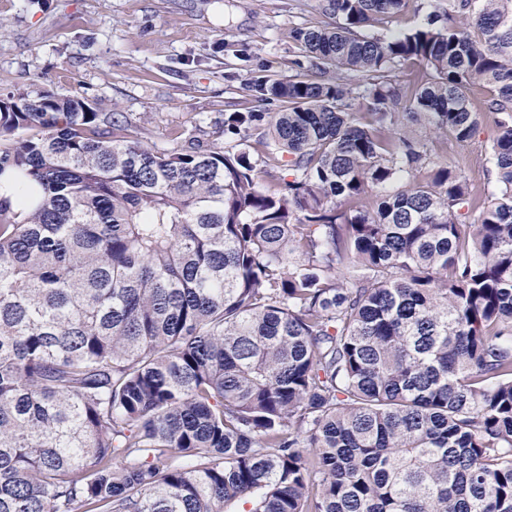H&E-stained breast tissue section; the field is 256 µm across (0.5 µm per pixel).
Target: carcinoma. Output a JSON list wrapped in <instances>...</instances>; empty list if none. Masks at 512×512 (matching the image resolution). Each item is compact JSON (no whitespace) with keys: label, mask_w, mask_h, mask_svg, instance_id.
<instances>
[{"label":"carcinoma","mask_w":512,"mask_h":512,"mask_svg":"<svg viewBox=\"0 0 512 512\" xmlns=\"http://www.w3.org/2000/svg\"><path fill=\"white\" fill-rule=\"evenodd\" d=\"M408 2L319 0L240 148L0 99V512H512V0ZM435 0H411L409 8L398 19L376 27L374 30L381 35H389L397 29L408 28L423 22ZM496 128L492 122H485L481 125L479 135L474 144L467 147H458L448 143L444 146L448 157L457 160L463 173L475 185L483 187L485 183V165L483 147L490 144L495 137Z\"/></svg>","instance_id":"carcinoma-1"}]
</instances>
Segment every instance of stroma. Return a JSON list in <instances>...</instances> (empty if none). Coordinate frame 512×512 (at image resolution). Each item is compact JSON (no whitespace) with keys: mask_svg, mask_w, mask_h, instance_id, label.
Masks as SVG:
<instances>
[{"mask_svg":"<svg viewBox=\"0 0 512 512\" xmlns=\"http://www.w3.org/2000/svg\"><path fill=\"white\" fill-rule=\"evenodd\" d=\"M325 21L316 0H0V97L77 95L169 149L249 107L252 76L298 74L306 51L293 30ZM495 134L486 122L474 144L447 147L475 185Z\"/></svg>","mask_w":512,"mask_h":512,"instance_id":"obj_1","label":"stroma"}]
</instances>
